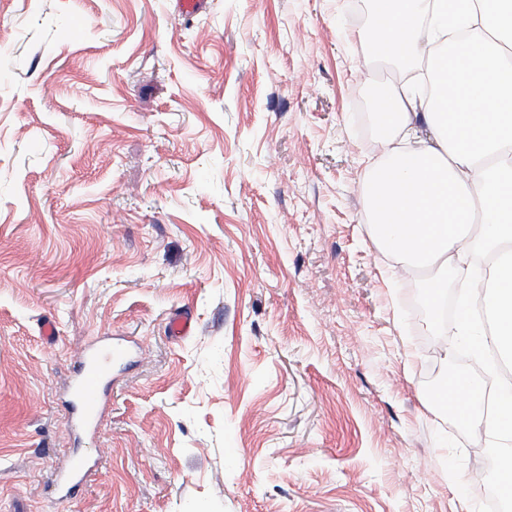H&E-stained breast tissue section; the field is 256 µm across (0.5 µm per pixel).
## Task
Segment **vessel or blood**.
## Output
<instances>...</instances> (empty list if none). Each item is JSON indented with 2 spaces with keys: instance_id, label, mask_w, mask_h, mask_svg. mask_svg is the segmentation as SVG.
Masks as SVG:
<instances>
[{
  "instance_id": "b4317fda",
  "label": "vessel or blood",
  "mask_w": 512,
  "mask_h": 512,
  "mask_svg": "<svg viewBox=\"0 0 512 512\" xmlns=\"http://www.w3.org/2000/svg\"><path fill=\"white\" fill-rule=\"evenodd\" d=\"M127 356V349L121 344L87 347L84 358L71 384L76 429L91 428L96 420L101 393L112 380V367ZM89 466L85 459L75 458L62 473L57 488L63 497H70L83 484Z\"/></svg>"
}]
</instances>
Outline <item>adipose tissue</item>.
I'll return each instance as SVG.
<instances>
[{
	"instance_id": "adipose-tissue-1",
	"label": "adipose tissue",
	"mask_w": 512,
	"mask_h": 512,
	"mask_svg": "<svg viewBox=\"0 0 512 512\" xmlns=\"http://www.w3.org/2000/svg\"><path fill=\"white\" fill-rule=\"evenodd\" d=\"M380 22L367 40L383 59L410 65L426 45L446 52L442 86L411 88L377 103L381 157L368 165L363 195L381 255L404 271L426 273L432 300L448 297L449 270L474 253L512 245V0H377ZM479 286L458 297L456 335L475 355L512 353V257L493 264ZM490 316L475 332L473 301ZM432 412L489 431L512 446V382L501 385L494 414L467 372L456 370Z\"/></svg>"
}]
</instances>
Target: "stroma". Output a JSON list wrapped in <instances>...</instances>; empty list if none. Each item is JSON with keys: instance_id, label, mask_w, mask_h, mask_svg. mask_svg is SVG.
<instances>
[{"instance_id": "35a3bbf8", "label": "stroma", "mask_w": 512, "mask_h": 512, "mask_svg": "<svg viewBox=\"0 0 512 512\" xmlns=\"http://www.w3.org/2000/svg\"><path fill=\"white\" fill-rule=\"evenodd\" d=\"M370 5L0 0V512H486L485 442L430 379L497 378L371 238L354 113L406 73ZM123 340L75 439L81 353ZM75 456L99 467L59 498Z\"/></svg>"}]
</instances>
